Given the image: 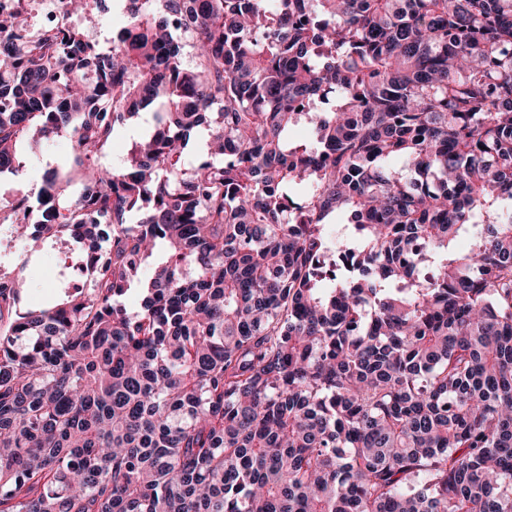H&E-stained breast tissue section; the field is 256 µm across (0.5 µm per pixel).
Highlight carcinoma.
Masks as SVG:
<instances>
[{"instance_id": "obj_1", "label": "carcinoma", "mask_w": 512, "mask_h": 512, "mask_svg": "<svg viewBox=\"0 0 512 512\" xmlns=\"http://www.w3.org/2000/svg\"><path fill=\"white\" fill-rule=\"evenodd\" d=\"M18 2L0 512H512V0ZM64 261L65 254L58 249L43 248L31 255L24 273L30 280V288L22 297L25 304L50 307L59 300L61 293L56 286Z\"/></svg>"}]
</instances>
